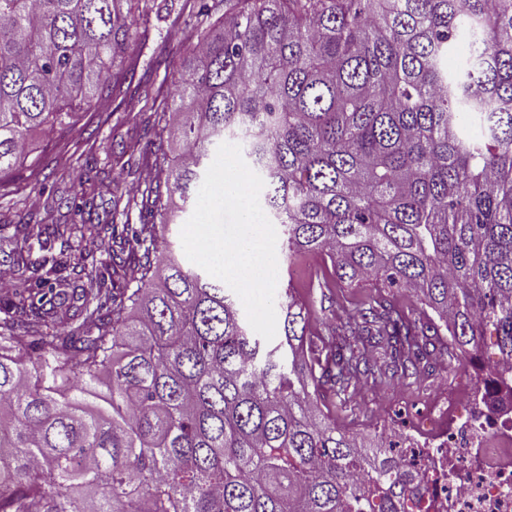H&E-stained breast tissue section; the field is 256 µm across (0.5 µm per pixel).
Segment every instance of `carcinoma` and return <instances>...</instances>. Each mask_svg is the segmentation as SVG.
<instances>
[{"mask_svg": "<svg viewBox=\"0 0 512 512\" xmlns=\"http://www.w3.org/2000/svg\"><path fill=\"white\" fill-rule=\"evenodd\" d=\"M156 0H0V188L37 130H72L103 96ZM219 14L169 54L183 150L114 200L140 229L112 254L69 222L16 229L0 288V512H414L426 473L401 444L357 440L320 406L360 386L425 380L437 358L496 337L512 363V0H197ZM457 59L448 68V58ZM240 145L284 227V261H330L376 293L307 347L288 294L282 338L255 333L236 294L169 255L212 148ZM81 180L47 208L88 199ZM59 256H24L32 235ZM80 265V284L62 277ZM420 294L418 316L381 292ZM80 305L73 304V300ZM53 324L58 331L41 334Z\"/></svg>", "mask_w": 512, "mask_h": 512, "instance_id": "cac0c4a2", "label": "carcinoma"}]
</instances>
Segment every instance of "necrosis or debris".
<instances>
[{"label": "necrosis or debris", "instance_id": "4bbe7bcc", "mask_svg": "<svg viewBox=\"0 0 512 512\" xmlns=\"http://www.w3.org/2000/svg\"><path fill=\"white\" fill-rule=\"evenodd\" d=\"M488 389L481 417L469 413L471 395L459 390L431 404L437 414L460 408L457 421L408 437L414 465L430 477L431 512H512V393L500 384Z\"/></svg>", "mask_w": 512, "mask_h": 512}]
</instances>
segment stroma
Masks as SVG:
<instances>
[{"label":"stroma","instance_id":"35a3bbf8","mask_svg":"<svg viewBox=\"0 0 512 512\" xmlns=\"http://www.w3.org/2000/svg\"><path fill=\"white\" fill-rule=\"evenodd\" d=\"M170 15L141 18L140 38L127 55L133 68L134 86L125 100L102 99L88 112L81 123L70 131L38 133L35 137V157L49 181L48 188L63 190L66 183L96 170L103 185L85 216L91 223L105 225L99 241L111 243L112 234L107 226L123 224L124 219L114 211L116 193L134 195L143 184L146 168L130 172L127 151L137 156H148L160 145L153 136L143 134L135 119L142 110L140 97L151 90L158 104H165L170 94V77L166 67V54L172 45L187 36L191 30L186 18L193 0H167ZM112 147V154H104V147ZM14 195L0 199V214L8 216V223H0V266H12L15 230L20 224L52 223L53 217L44 207L31 206L32 185L26 173L14 178ZM96 241V242H99ZM96 242L85 241V248H94ZM477 367L468 362L439 359L433 379L422 386H391L381 389L364 388L355 397L353 415L341 417L340 422L358 437L371 439L380 435L393 436L404 425L421 423L431 401L448 394L456 384L476 377Z\"/></svg>","mask_w":512,"mask_h":512}]
</instances>
